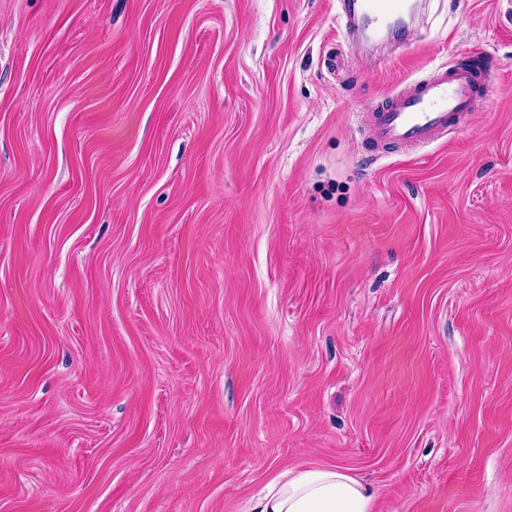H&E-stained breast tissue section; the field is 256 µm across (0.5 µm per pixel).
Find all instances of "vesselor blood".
<instances>
[{
    "mask_svg": "<svg viewBox=\"0 0 512 512\" xmlns=\"http://www.w3.org/2000/svg\"><path fill=\"white\" fill-rule=\"evenodd\" d=\"M407 0H341V15L365 46L381 33L399 30ZM492 62L474 64L469 55L431 69L386 95L365 114L364 137L371 150L392 155L436 142L464 127L491 91Z\"/></svg>",
    "mask_w": 512,
    "mask_h": 512,
    "instance_id": "vessel-or-blood-1",
    "label": "vessel or blood"
}]
</instances>
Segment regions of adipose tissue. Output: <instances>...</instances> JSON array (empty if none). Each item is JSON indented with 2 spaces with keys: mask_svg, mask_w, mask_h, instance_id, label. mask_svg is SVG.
I'll list each match as a JSON object with an SVG mask.
<instances>
[{
  "mask_svg": "<svg viewBox=\"0 0 512 512\" xmlns=\"http://www.w3.org/2000/svg\"><path fill=\"white\" fill-rule=\"evenodd\" d=\"M369 486L339 466L281 471L252 501L251 512H373Z\"/></svg>",
  "mask_w": 512,
  "mask_h": 512,
  "instance_id": "1",
  "label": "adipose tissue"
}]
</instances>
